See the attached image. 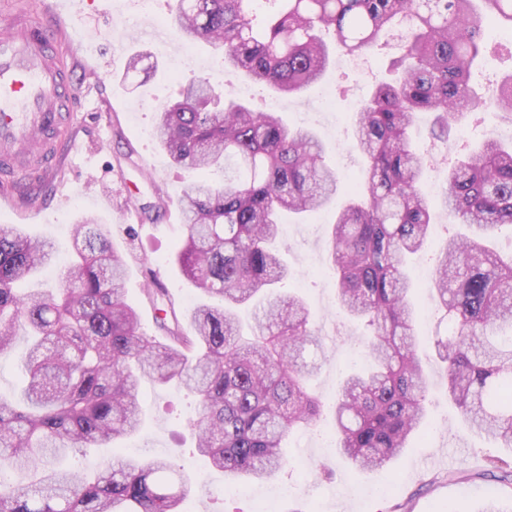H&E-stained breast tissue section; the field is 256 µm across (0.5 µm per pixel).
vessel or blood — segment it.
<instances>
[{
    "label": "vessel or blood",
    "mask_w": 512,
    "mask_h": 512,
    "mask_svg": "<svg viewBox=\"0 0 512 512\" xmlns=\"http://www.w3.org/2000/svg\"><path fill=\"white\" fill-rule=\"evenodd\" d=\"M69 27L47 26L20 0L0 7V202L12 203L20 182L58 169L55 133L79 95L53 49Z\"/></svg>",
    "instance_id": "1"
}]
</instances>
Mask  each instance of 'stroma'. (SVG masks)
Instances as JSON below:
<instances>
[{
	"instance_id": "obj_1",
	"label": "stroma",
	"mask_w": 512,
	"mask_h": 512,
	"mask_svg": "<svg viewBox=\"0 0 512 512\" xmlns=\"http://www.w3.org/2000/svg\"><path fill=\"white\" fill-rule=\"evenodd\" d=\"M63 9L79 12L78 27L70 43L79 83L93 86L90 97L75 100V125L59 139L60 168L51 178L36 184L39 213L28 218L23 211L0 208L1 224H22L35 236L54 242L58 261L69 258L74 245L73 226L83 217H96L112 233V241L127 255V300L139 313L143 330L152 336L159 330L155 312L146 301L145 269H153L174 301L179 319H186L203 296L187 281L173 260V248L183 233L179 198L192 176L174 167L155 137H144L142 127L154 126L159 110L171 102L178 80L191 77V69L176 72L174 62L183 50H191L200 62L213 60L209 46L187 44L181 37L155 43L140 36L135 0H60ZM120 43L121 57L112 45ZM145 57V69L128 73L130 57ZM396 47L366 54L367 73L333 65L324 79L295 96H277L266 85L247 81L239 72L226 70L215 80L226 95L246 99L257 109L277 101V110L290 125L312 130L327 148L326 159L335 167L342 185L324 209L303 219L287 217L278 248L296 271L285 283L309 305L313 325L324 338L327 359L310 381L324 407L318 425L291 435L285 443L292 464L260 487L272 498L269 512H483L492 502L512 512V489L485 477L490 458H512V450L471 432L449 401L439 360L428 364L426 397L431 431L412 438L409 448L387 472H357L337 462L327 434L334 424L331 404L343 375L352 362L351 349L365 331L362 322L339 314L336 282L329 265L327 241L330 226L346 200V187L365 165L353 147L354 107L375 82L387 75L397 57ZM430 116L420 114L412 129L416 148L427 155L426 184L445 183L448 165L462 150L463 142L477 143L482 133L451 137L448 143L432 141ZM460 227L439 215L424 249L413 258L416 285L415 331L422 344L447 336L448 322L430 300L435 260L448 236ZM145 422L127 441L128 453L167 456L184 465L194 492L189 512H255L252 489L225 487L224 475L207 466L195 451L191 425L198 417L196 399L186 391L143 383ZM464 454L449 463V450Z\"/></svg>"
}]
</instances>
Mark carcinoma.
<instances>
[{"label":"carcinoma","instance_id":"1","mask_svg":"<svg viewBox=\"0 0 512 512\" xmlns=\"http://www.w3.org/2000/svg\"><path fill=\"white\" fill-rule=\"evenodd\" d=\"M253 3L176 0L170 25L284 96L322 78L334 42L353 57L386 35L401 51L395 77L357 109L354 146L367 163L328 240L336 305L365 325L360 342L373 360L371 371L340 386L337 450L356 470L385 469L426 418L407 259L424 246L435 211L410 130L417 113L433 112L439 140L477 115L484 100L473 74L490 43L485 20L512 30V0H265L260 14ZM494 113H512V74ZM155 132L179 169L233 166L223 183L198 178L185 190V236L174 253L219 304H199L187 331L165 314L155 316L163 339L141 331L126 301L127 260L91 217L75 225L76 258L61 270L60 288L22 293L19 284L51 264L54 244L0 227V354L18 333L28 337L20 395L0 397V471L27 482L0 481V512H182L193 492L184 472L166 457L139 461L118 449L141 427L145 381L198 397V455L239 490L287 469L283 440L318 423L322 402L307 386L318 367L298 358L321 338L300 296L272 291L291 272L270 244L282 212L318 211L336 195L325 146L205 78L180 85ZM442 209L465 233L448 239L435 269L433 299L450 322L436 355L468 428L512 449V256L490 245L496 230L512 227V141L486 133L449 167ZM103 445L112 458L92 475L59 466L70 452ZM490 466L511 488L512 463Z\"/></svg>","mask_w":512,"mask_h":512}]
</instances>
